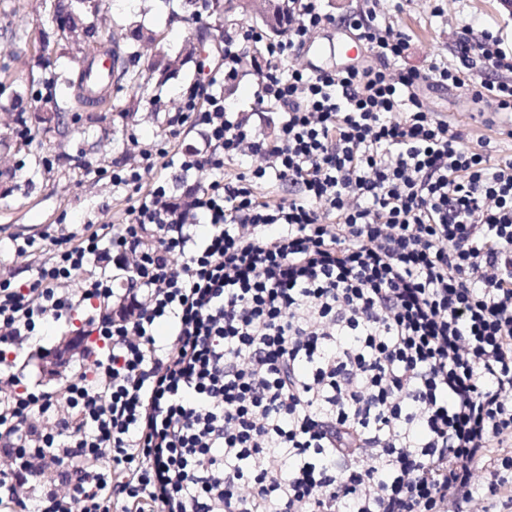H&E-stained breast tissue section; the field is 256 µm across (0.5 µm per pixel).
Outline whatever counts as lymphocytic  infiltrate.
<instances>
[{
    "mask_svg": "<svg viewBox=\"0 0 512 512\" xmlns=\"http://www.w3.org/2000/svg\"><path fill=\"white\" fill-rule=\"evenodd\" d=\"M177 101L203 144L114 169L124 224L58 228L0 280V512H491L512 503V155L471 151L425 91L512 112V55L455 27L404 66L381 0L359 62L303 56L335 17L283 0ZM252 76L248 108L225 84ZM242 171L225 179V163ZM257 181L287 187L260 200ZM74 335L36 392L16 351Z\"/></svg>",
    "mask_w": 512,
    "mask_h": 512,
    "instance_id": "lymphocytic-infiltrate-1",
    "label": "lymphocytic infiltrate"
}]
</instances>
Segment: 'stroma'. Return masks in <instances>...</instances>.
<instances>
[{"label": "stroma", "instance_id": "stroma-1", "mask_svg": "<svg viewBox=\"0 0 512 512\" xmlns=\"http://www.w3.org/2000/svg\"><path fill=\"white\" fill-rule=\"evenodd\" d=\"M6 13H0V28L22 27L29 34L27 42L13 43L0 37V108L16 112L32 110L52 111L46 103L44 81L50 72L45 67L47 58L68 51L67 43L56 35L55 10L58 0H5ZM441 16L430 13L428 0H406L402 9H395L393 0L384 7L388 20L406 32L412 47L407 65L425 66L430 57L447 53L452 32L457 23L470 22L498 34L506 52L512 53V9H506L502 0H441ZM140 21L145 31L165 34V48L177 53L187 38L201 39L214 32L213 16L194 15L191 9L180 10L171 17L164 0H150L148 11ZM182 75L167 82L152 79L140 97L133 98L122 90H112L111 100L98 106L101 120L99 129L107 130L101 154H87V167L74 168L68 154L45 142L42 153L50 162L49 170L35 183H28L26 168L0 176V279L28 277L31 269L47 263L53 249L40 246L22 256L14 255L10 240L30 238L53 231L55 225L82 218L90 224L124 223L136 194L132 188L114 186L112 164L133 153L136 144H152L154 149L169 150L171 144L199 143L198 131L189 125L170 128L169 125L138 123L139 115L151 110L154 102H168L171 94L187 92L195 74L194 62L182 67ZM33 81L32 97L15 100L14 89L19 82ZM434 111L449 122L461 125L468 134L467 144L472 151H481L485 143H492L501 154H512V134L491 106L474 102L463 92L438 90L428 94ZM70 337L66 331L41 336L23 344L17 351L16 371L30 389L58 390L66 375L65 367L55 364V354L63 350Z\"/></svg>", "mask_w": 512, "mask_h": 512}]
</instances>
